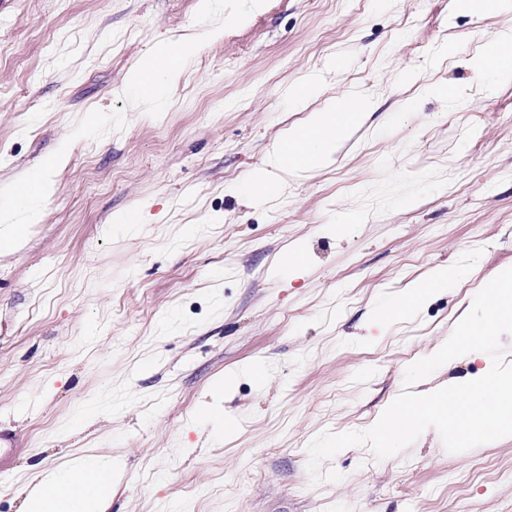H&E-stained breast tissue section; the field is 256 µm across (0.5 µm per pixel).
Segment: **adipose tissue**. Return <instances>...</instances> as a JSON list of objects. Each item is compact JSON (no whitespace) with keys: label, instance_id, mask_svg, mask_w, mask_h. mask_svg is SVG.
Wrapping results in <instances>:
<instances>
[{"label":"adipose tissue","instance_id":"adipose-tissue-1","mask_svg":"<svg viewBox=\"0 0 512 512\" xmlns=\"http://www.w3.org/2000/svg\"><path fill=\"white\" fill-rule=\"evenodd\" d=\"M194 43L181 40L159 45L154 52L137 63L130 72V83L140 98L162 101L168 87L177 79L184 60L192 54ZM358 113L344 109L315 113L311 123L287 139L278 142L271 153L273 165H281L293 152H301L302 169L308 170L328 163L336 151L337 138L356 124ZM66 161L65 152H58L44 162L35 179V190L26 200H19V183L0 188V243L17 245L25 225L41 220V205L51 195V174ZM457 273L447 267L435 268L428 279L407 289L394 305L395 313L402 314L418 307L437 290H445L454 282ZM113 463L98 459L76 465L63 472H53L31 489L27 496V512H101L108 493L100 491L95 475L109 472Z\"/></svg>","mask_w":512,"mask_h":512}]
</instances>
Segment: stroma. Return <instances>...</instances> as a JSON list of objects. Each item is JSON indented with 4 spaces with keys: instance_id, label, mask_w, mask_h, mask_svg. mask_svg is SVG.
Wrapping results in <instances>:
<instances>
[{
    "instance_id": "35a3bbf8",
    "label": "stroma",
    "mask_w": 512,
    "mask_h": 512,
    "mask_svg": "<svg viewBox=\"0 0 512 512\" xmlns=\"http://www.w3.org/2000/svg\"><path fill=\"white\" fill-rule=\"evenodd\" d=\"M235 2L237 22L203 0H0V186L68 150L41 223L0 253V512L82 457L121 464L104 512H512V436L451 453L429 428L384 459L341 450L336 482L307 468L512 267V78L471 65L512 0ZM184 35L165 106L135 104L131 68ZM341 102L363 117L332 165H271ZM261 177L271 196L243 193ZM444 264L453 288L372 327Z\"/></svg>"
}]
</instances>
